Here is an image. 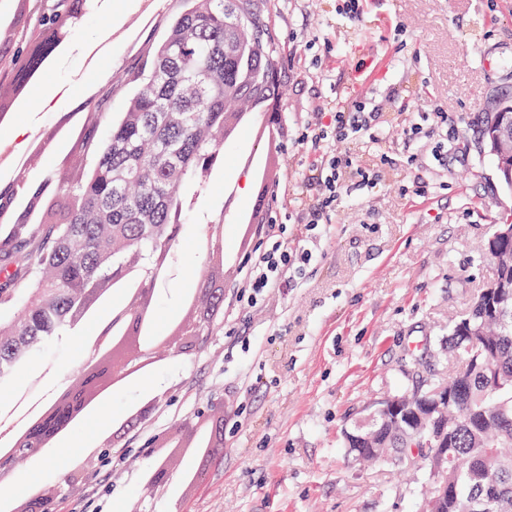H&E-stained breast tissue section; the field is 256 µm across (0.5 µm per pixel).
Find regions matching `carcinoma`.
<instances>
[{
  "instance_id": "cac0c4a2",
  "label": "carcinoma",
  "mask_w": 512,
  "mask_h": 512,
  "mask_svg": "<svg viewBox=\"0 0 512 512\" xmlns=\"http://www.w3.org/2000/svg\"><path fill=\"white\" fill-rule=\"evenodd\" d=\"M188 2L146 61L117 77L120 88L134 85L124 112L102 136L100 113L85 126L94 160L64 187L63 217L45 226L15 224L0 237V306L16 298L18 274L7 260L23 259L25 280L22 309L0 316V377L12 374L30 348L89 314L91 307L78 302L83 289L103 295L125 284L128 278H115L122 264L135 267L138 285L159 277L157 257L171 255L180 234L184 179H209L223 157L224 103L270 96L277 56L265 0ZM96 4L73 0L49 19L25 72L42 68L60 43L59 29L78 26ZM480 137L485 145L504 140L492 156L496 166L512 167L511 129L495 130L488 119ZM504 227L493 225L485 245L494 281L450 324L458 374L395 393L409 398L400 413L377 412L344 435L357 458L374 448L378 460L393 465L423 462L427 512H512V236ZM444 382L448 409L427 413Z\"/></svg>"
}]
</instances>
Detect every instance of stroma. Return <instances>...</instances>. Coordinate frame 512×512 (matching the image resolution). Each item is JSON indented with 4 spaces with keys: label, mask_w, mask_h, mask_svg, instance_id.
<instances>
[{
    "label": "stroma",
    "mask_w": 512,
    "mask_h": 512,
    "mask_svg": "<svg viewBox=\"0 0 512 512\" xmlns=\"http://www.w3.org/2000/svg\"><path fill=\"white\" fill-rule=\"evenodd\" d=\"M99 0L98 9L70 31L67 48L44 79L43 97L14 113L13 129L48 144L32 155L26 177L49 182L37 203L43 222L58 218L62 187L92 154L74 128L99 101L109 124L127 90L114 77L143 61L166 34L185 0ZM61 0H0V109L20 86L28 56L39 46L46 18ZM279 63V109L297 130L311 113L352 101L384 105L390 132L379 151L390 163L380 185L344 198L295 288L270 295L261 307L235 304L234 265L210 269L204 243L221 223L224 247L236 249L237 226L224 208L226 182L247 174L239 138L224 149V166L206 186L186 180L177 256L154 297L157 329L183 313L184 294L205 278L223 294L204 311L214 327L189 350L156 352L148 383L105 394L68 436L55 460L43 453L7 475L8 498L51 491L57 512H73L79 484L66 485L74 467L111 473L96 512H419L423 464L395 469L366 466L348 454L343 434L364 421L376 401L412 383L411 355L442 359L448 321L464 312L495 276L484 245L493 224L512 217V191L500 182L479 130L489 97L512 88V0H362L348 19L342 0H268ZM325 36L335 45L318 56L307 42ZM448 117L447 166L417 170L402 134L415 113ZM420 177L426 192H403ZM121 294L97 302L91 316L28 352L17 372L0 379V443L17 432L22 402L40 403L78 380L95 353L103 326ZM153 400L149 414L132 407ZM209 423L222 448L202 458L174 459L173 474L149 489L157 444L194 437ZM195 479L184 485V471Z\"/></svg>",
    "instance_id": "1"
}]
</instances>
